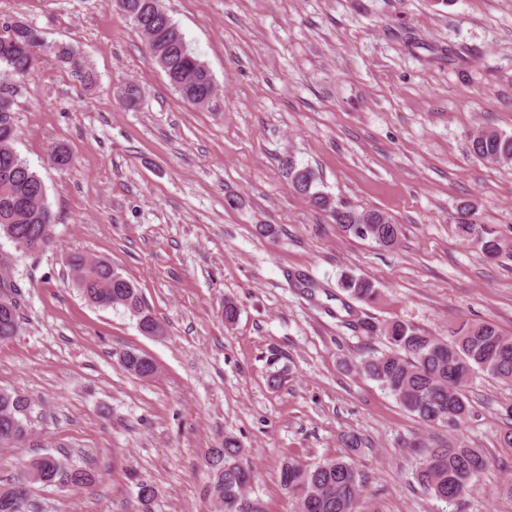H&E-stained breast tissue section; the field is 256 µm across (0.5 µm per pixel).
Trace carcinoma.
Returning a JSON list of instances; mask_svg holds the SVG:
<instances>
[{
    "label": "carcinoma",
    "mask_w": 512,
    "mask_h": 512,
    "mask_svg": "<svg viewBox=\"0 0 512 512\" xmlns=\"http://www.w3.org/2000/svg\"><path fill=\"white\" fill-rule=\"evenodd\" d=\"M125 15L144 37L150 56L164 71L181 99L200 106L198 96L212 99L211 73L190 51L184 37L163 10L160 0H130ZM28 33L14 34L12 27L0 33V86L23 81L26 72L19 60L17 44ZM54 54L82 69L81 61L68 47L37 45V54ZM14 97L0 96V236L15 239L24 253L43 250L50 242L53 214L47 203L46 186L14 149L16 129L13 116ZM470 152L480 159L512 165V133L483 130L470 138ZM285 173L291 187L307 196L317 209L329 211L344 231L371 239L385 247L394 246L400 225L377 210L359 211L336 203L314 190L315 172L289 160ZM457 234L472 243L483 255L507 254L512 246L489 232L484 225L463 218L456 225ZM72 282L85 299L99 307H122L138 320L147 335L161 336L164 326L145 308L138 288L128 281L125 288L116 283L118 272L100 259L73 254L68 259ZM342 288L356 299L375 294L373 285L361 278L346 276ZM15 285L7 275L0 276V340L16 336L21 321L14 297ZM388 350L360 363L368 378L387 389L408 412L423 423L456 425L469 414V400L461 389L481 373L512 383V336L501 334L488 323L462 324L443 339L417 331L403 321H394L381 330ZM149 356L136 350L118 353L121 367L133 377L148 380L144 361ZM32 401L25 395L0 389V452L19 447L30 436ZM245 449L237 439L224 438V446L210 448L205 457L207 494L220 512H266L261 498L252 490L253 471L242 459ZM486 461L462 442L436 445L423 450V461L416 473L419 485L430 495L445 502L466 495L473 480L485 468ZM98 473L91 461L70 463L67 458L46 454L25 465L20 475L0 481V512H37L34 486H93ZM280 482L291 500L292 512H357L356 505L365 479L350 463L332 459L304 464L293 458L280 466Z\"/></svg>",
    "instance_id": "carcinoma-1"
}]
</instances>
